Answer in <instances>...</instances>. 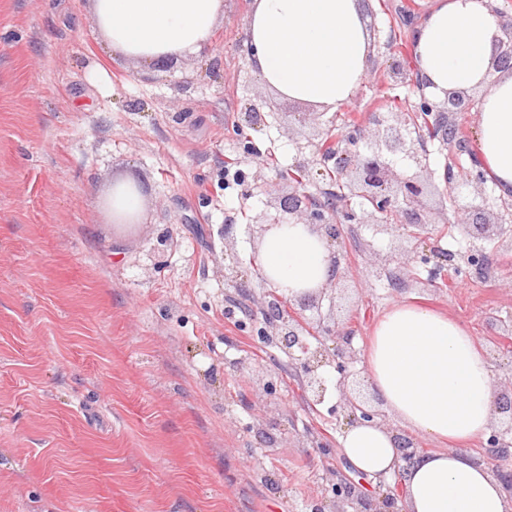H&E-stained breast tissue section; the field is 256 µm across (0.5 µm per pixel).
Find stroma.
Returning a JSON list of instances; mask_svg holds the SVG:
<instances>
[{"instance_id": "35a3bbf8", "label": "stroma", "mask_w": 512, "mask_h": 512, "mask_svg": "<svg viewBox=\"0 0 512 512\" xmlns=\"http://www.w3.org/2000/svg\"><path fill=\"white\" fill-rule=\"evenodd\" d=\"M251 2L224 0L211 48L136 65L102 45L87 0H0V512H301L330 470L352 473L311 442L343 432L335 391L309 406L291 358L257 334L252 261L276 210L253 177L275 180L313 130L254 72ZM433 4L364 0L366 85L325 113L336 131L414 108L390 70L411 67ZM254 108L274 125L243 127ZM120 179L146 198L133 224L104 209ZM389 245L343 226L337 307L356 349L413 299L485 346L512 322V251L433 288L426 264L367 271L366 248Z\"/></svg>"}]
</instances>
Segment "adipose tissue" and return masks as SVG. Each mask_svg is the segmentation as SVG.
Returning <instances> with one entry per match:
<instances>
[{
  "label": "adipose tissue",
  "instance_id": "1",
  "mask_svg": "<svg viewBox=\"0 0 512 512\" xmlns=\"http://www.w3.org/2000/svg\"><path fill=\"white\" fill-rule=\"evenodd\" d=\"M89 9L113 54L148 65L209 47L224 0H89ZM499 33L494 0H435L413 45L431 100L481 88L479 162L498 196L512 201V73L481 84ZM245 35L263 86L332 111L360 85L371 52L361 0H253ZM259 254L264 278L294 297L320 290L332 275L324 235L306 224L268 226ZM366 364L395 426L345 429L340 451L356 472L402 471L404 512H512V490L469 449L491 429L497 387L468 328L431 307L396 304L376 322ZM399 428L440 442V450L402 465Z\"/></svg>",
  "mask_w": 512,
  "mask_h": 512
}]
</instances>
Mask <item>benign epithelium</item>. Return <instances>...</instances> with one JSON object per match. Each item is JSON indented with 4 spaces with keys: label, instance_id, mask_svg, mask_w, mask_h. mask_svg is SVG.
I'll return each instance as SVG.
<instances>
[{
    "label": "benign epithelium",
    "instance_id": "7a95c632",
    "mask_svg": "<svg viewBox=\"0 0 512 512\" xmlns=\"http://www.w3.org/2000/svg\"><path fill=\"white\" fill-rule=\"evenodd\" d=\"M501 18V34L494 44L491 66L484 81L488 85L499 79V74L512 72V16ZM477 111L474 98L466 92H450L442 102H434L420 94L419 103L410 112L372 113L367 125L350 128L336 142L333 151L323 155V160L333 162L332 166L315 168L314 161L304 155V146L297 145L299 158L295 168L301 176L288 183V194L274 197L275 205L288 214V222L309 224L320 231L330 243H337L342 237L338 219V205L342 200L364 199L367 205L359 212L347 211L344 221L367 224L375 233L389 234L395 243L384 257H377L373 265L397 261L411 268L416 262L426 264L429 255L420 253L428 247L436 253L440 247L430 242L432 237L430 211L422 201L433 184L432 172L420 165V154L426 152L425 136H412L410 126L415 115L425 116L430 138L441 137L450 154L469 152L468 141L458 137L461 115ZM366 141L369 149L360 150V143ZM397 156L409 158L419 164L413 173H401L393 164ZM336 172L341 191L331 188L320 190L315 196L307 186L323 178L327 169ZM444 181L452 191V224L465 238L480 239L494 243L499 250L512 251V226L504 222L503 216L491 207L474 206L468 202L470 195L480 196L487 202L490 195L485 188L481 174H470L458 181L453 168L448 167ZM400 217L401 225L389 223V216ZM448 270L459 273V262L477 270L488 262V254L481 245H473L464 254L445 252ZM333 266L337 270L329 283L316 293L296 298L288 303V312H283L280 303L286 292L271 287L263 294L261 302V338L276 341L294 360L298 379L307 401L316 405L324 401L327 390L325 368L330 367L338 374L335 389L339 401L333 408L336 419H344L348 425L376 421L388 424L386 416L371 406L350 385L353 376L351 367L359 361L358 352L352 344V336L337 319L335 310L322 312V301L329 292L342 287L344 275L338 272L341 260L333 252ZM496 415L499 425L492 428L486 440L489 448V463L495 472L512 480V472L504 470L502 461L508 458L506 436H512V375L508 376L498 390ZM400 452V459L409 463L417 455L414 437L398 433L394 438ZM331 495L312 498L306 503L307 512H403L400 506L402 496L392 492L379 499L363 493L352 481L338 479L330 484Z\"/></svg>",
    "mask_w": 512,
    "mask_h": 512
}]
</instances>
